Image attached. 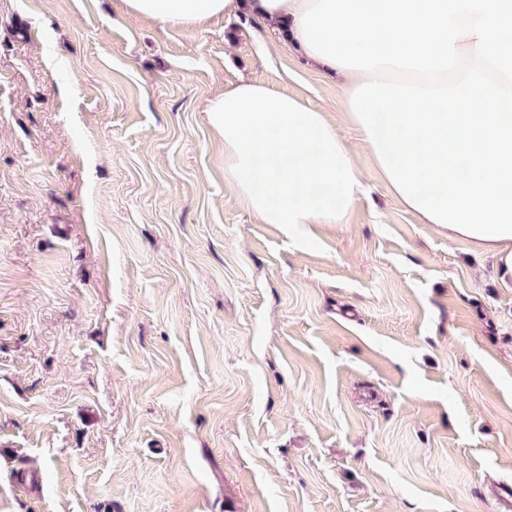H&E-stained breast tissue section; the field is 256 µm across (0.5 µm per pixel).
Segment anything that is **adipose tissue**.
Instances as JSON below:
<instances>
[{
    "instance_id": "adipose-tissue-1",
    "label": "adipose tissue",
    "mask_w": 512,
    "mask_h": 512,
    "mask_svg": "<svg viewBox=\"0 0 512 512\" xmlns=\"http://www.w3.org/2000/svg\"><path fill=\"white\" fill-rule=\"evenodd\" d=\"M126 10L169 26H198L249 10L284 25L288 42L309 65L338 77L354 93L367 75L317 58L304 47L297 20L304 0H123ZM207 120L224 141V176L261 223L308 234L313 224L342 223L362 189L352 151L324 112L260 81L212 97Z\"/></svg>"
}]
</instances>
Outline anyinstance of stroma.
<instances>
[{"mask_svg": "<svg viewBox=\"0 0 512 512\" xmlns=\"http://www.w3.org/2000/svg\"><path fill=\"white\" fill-rule=\"evenodd\" d=\"M302 97L364 190L309 237L224 178L205 112ZM512 288L383 187L255 18L0 0V512H504Z\"/></svg>", "mask_w": 512, "mask_h": 512, "instance_id": "obj_1", "label": "stroma"}]
</instances>
